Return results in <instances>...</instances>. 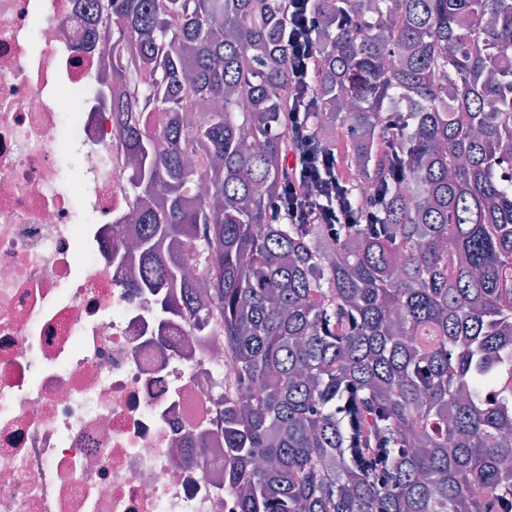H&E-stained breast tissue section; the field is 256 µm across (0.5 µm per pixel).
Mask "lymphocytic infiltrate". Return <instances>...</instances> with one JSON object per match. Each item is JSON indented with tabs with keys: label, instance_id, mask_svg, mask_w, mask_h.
<instances>
[{
	"label": "lymphocytic infiltrate",
	"instance_id": "f902f5d3",
	"mask_svg": "<svg viewBox=\"0 0 512 512\" xmlns=\"http://www.w3.org/2000/svg\"><path fill=\"white\" fill-rule=\"evenodd\" d=\"M288 16L290 81L285 102L288 128V165L285 194L274 202L271 213L288 211L301 224H357L361 218L351 211L342 192L353 172L339 147L322 148L308 131L305 114L316 99L311 76L320 66V57L311 34L317 26L312 0H283Z\"/></svg>",
	"mask_w": 512,
	"mask_h": 512
}]
</instances>
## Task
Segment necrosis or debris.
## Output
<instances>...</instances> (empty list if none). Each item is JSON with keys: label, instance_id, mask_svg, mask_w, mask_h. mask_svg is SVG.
<instances>
[{"label": "necrosis or debris", "instance_id": "necrosis-or-debris-1", "mask_svg": "<svg viewBox=\"0 0 512 512\" xmlns=\"http://www.w3.org/2000/svg\"><path fill=\"white\" fill-rule=\"evenodd\" d=\"M111 46L95 0H0V512H239L231 353L129 289Z\"/></svg>", "mask_w": 512, "mask_h": 512}]
</instances>
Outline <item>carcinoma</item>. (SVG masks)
<instances>
[{
  "label": "carcinoma",
  "instance_id": "1",
  "mask_svg": "<svg viewBox=\"0 0 512 512\" xmlns=\"http://www.w3.org/2000/svg\"><path fill=\"white\" fill-rule=\"evenodd\" d=\"M307 128L350 130L372 222L271 221L281 0H100L154 321L222 336L240 512H512V0H313ZM497 98L488 112L483 102ZM209 106L204 121L187 115ZM168 114L161 131L142 112ZM193 237L194 300L159 242Z\"/></svg>",
  "mask_w": 512,
  "mask_h": 512
}]
</instances>
